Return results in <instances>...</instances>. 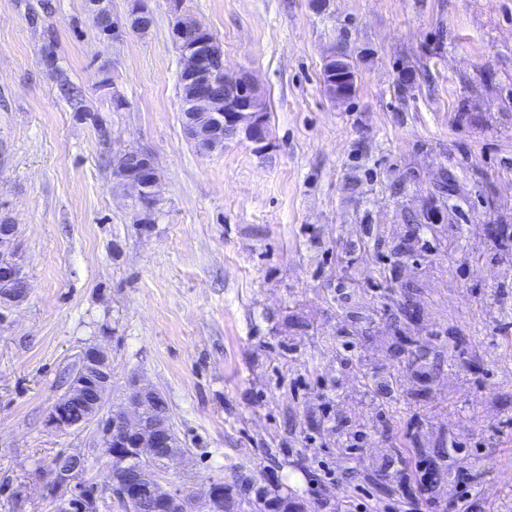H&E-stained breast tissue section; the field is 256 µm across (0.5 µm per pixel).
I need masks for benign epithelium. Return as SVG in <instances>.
Wrapping results in <instances>:
<instances>
[{"label": "benign epithelium", "mask_w": 512, "mask_h": 512, "mask_svg": "<svg viewBox=\"0 0 512 512\" xmlns=\"http://www.w3.org/2000/svg\"><path fill=\"white\" fill-rule=\"evenodd\" d=\"M125 25L145 31L153 15L144 0H129ZM93 23L105 36L118 34L112 18V0H88ZM182 0H170L174 16L172 34L179 45V83L182 97L183 130L199 150L211 153L224 143L239 139L253 145L257 155L266 157L273 145L264 110L257 104L262 91L251 73L229 74L224 69L223 50L217 38L200 22L181 13ZM236 88L239 97L225 98L224 89ZM160 178L142 179L129 176L124 186L133 199H144L135 211L137 222L151 221L157 212ZM0 322L8 320L12 310L27 296L29 279L25 250L15 224L0 225ZM82 377L71 379L65 393L54 403L47 416V425L57 431L80 426L71 419L69 408H83L84 422L97 421L101 429V451L116 459L126 456L125 449L142 458L163 456L169 463L179 459L182 451L169 437L165 423H146L141 408L156 400L160 392L149 383L135 382L122 407L103 413L111 386L112 363L105 347L90 345L81 353ZM86 457L64 454L53 461L51 491L62 493L52 498L54 512H101L104 497L85 485ZM163 478L156 475L150 484L151 502L164 506L162 512H196L195 500L178 490H167ZM107 490L126 509H136L142 494L140 478L125 483L108 482Z\"/></svg>", "instance_id": "obj_1"}]
</instances>
